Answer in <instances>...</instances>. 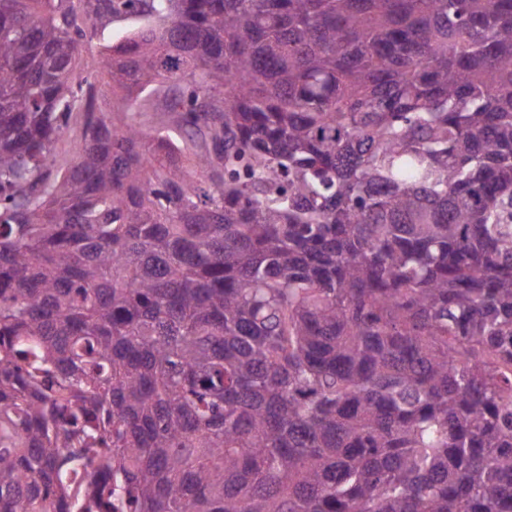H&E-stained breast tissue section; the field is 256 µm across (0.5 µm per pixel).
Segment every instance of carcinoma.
I'll use <instances>...</instances> for the list:
<instances>
[{
    "label": "carcinoma",
    "instance_id": "carcinoma-1",
    "mask_svg": "<svg viewBox=\"0 0 512 512\" xmlns=\"http://www.w3.org/2000/svg\"><path fill=\"white\" fill-rule=\"evenodd\" d=\"M84 2L0 0V512H512V0Z\"/></svg>",
    "mask_w": 512,
    "mask_h": 512
}]
</instances>
